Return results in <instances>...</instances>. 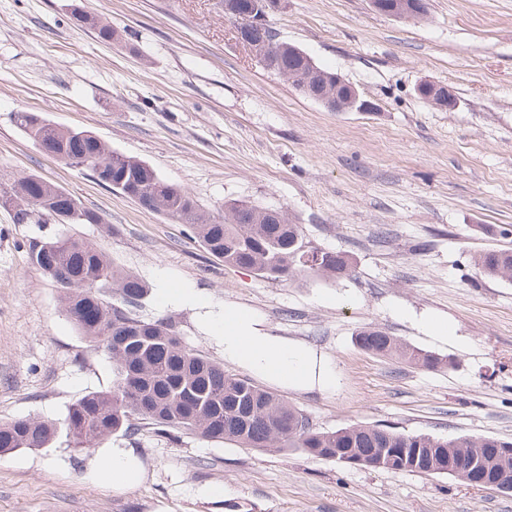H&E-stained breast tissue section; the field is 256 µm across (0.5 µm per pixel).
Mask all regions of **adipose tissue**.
Instances as JSON below:
<instances>
[{
	"mask_svg": "<svg viewBox=\"0 0 512 512\" xmlns=\"http://www.w3.org/2000/svg\"><path fill=\"white\" fill-rule=\"evenodd\" d=\"M215 329L229 363L282 388L321 393L336 388V370L323 353L267 331L250 310L225 306Z\"/></svg>",
	"mask_w": 512,
	"mask_h": 512,
	"instance_id": "1",
	"label": "adipose tissue"
}]
</instances>
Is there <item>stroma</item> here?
Returning <instances> with one entry per match:
<instances>
[{
	"mask_svg": "<svg viewBox=\"0 0 512 512\" xmlns=\"http://www.w3.org/2000/svg\"><path fill=\"white\" fill-rule=\"evenodd\" d=\"M427 3L420 20L381 15L370 0H286L270 16L280 40L372 105L332 112L259 66L219 0H0V183L33 173L97 210L102 223L72 233L148 285L143 318L171 321L212 361L224 349L206 315L228 304L324 353L335 391H278L315 430L512 438V282L472 262L512 250V0ZM77 10L105 17L118 40L77 25ZM425 81L451 88L455 109L421 99ZM20 110L92 131L212 214L231 200L284 210L311 247L348 254L351 270L271 280L226 267L184 225L43 153L14 126ZM58 230L0 208V424L63 421L116 379L110 354L81 336L29 259V243ZM167 288L198 301L163 303ZM430 319L451 339L428 335ZM367 327L451 365L366 352L356 338ZM116 448L140 471L122 490L97 470ZM0 512H512V492L194 435L120 432L87 452L61 434L0 452Z\"/></svg>",
	"mask_w": 512,
	"mask_h": 512,
	"instance_id": "35a3bbf8",
	"label": "stroma"
}]
</instances>
